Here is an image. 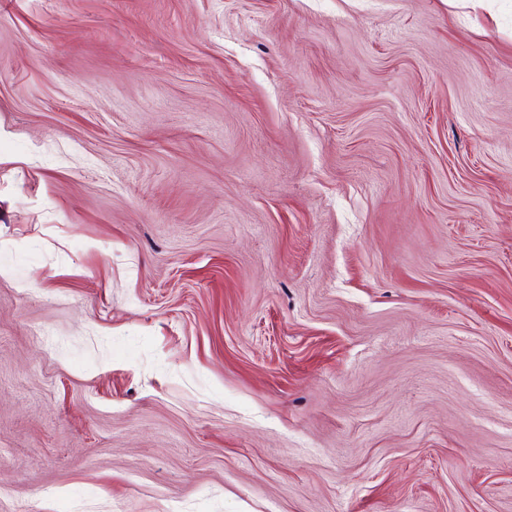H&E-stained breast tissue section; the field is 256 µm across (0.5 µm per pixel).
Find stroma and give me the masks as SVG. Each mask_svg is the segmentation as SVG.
I'll return each mask as SVG.
<instances>
[{
	"mask_svg": "<svg viewBox=\"0 0 512 512\" xmlns=\"http://www.w3.org/2000/svg\"><path fill=\"white\" fill-rule=\"evenodd\" d=\"M0 512H512V0H0Z\"/></svg>",
	"mask_w": 512,
	"mask_h": 512,
	"instance_id": "1",
	"label": "stroma"
}]
</instances>
